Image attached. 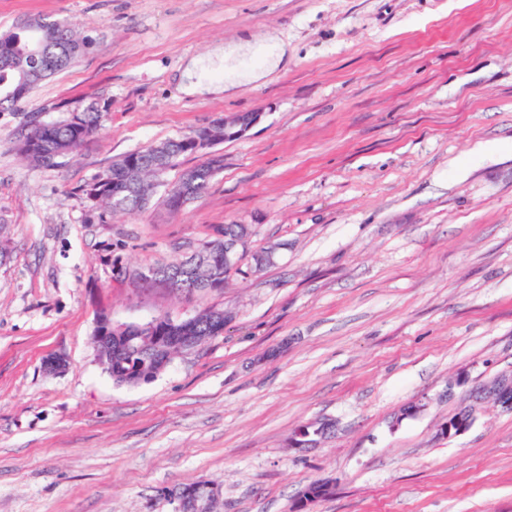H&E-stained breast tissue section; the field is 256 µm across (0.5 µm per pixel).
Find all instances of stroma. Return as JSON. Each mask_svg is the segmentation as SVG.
<instances>
[{"label":"stroma","mask_w":512,"mask_h":512,"mask_svg":"<svg viewBox=\"0 0 512 512\" xmlns=\"http://www.w3.org/2000/svg\"><path fill=\"white\" fill-rule=\"evenodd\" d=\"M35 17L96 43L0 113V512H174L170 490L199 481L221 487L217 512H293L322 479L312 512H512V413L481 404L468 432L437 436L459 405L449 379L512 370V0H0V34ZM270 33L287 66L230 97L181 91L189 60L220 81L216 48ZM89 106L102 129L54 166L14 151L26 114ZM227 112L259 119L184 157L224 162L179 212L83 194L117 157ZM227 224L253 236L223 289L132 278ZM205 308L230 314L223 334L113 383L99 315ZM317 417L335 434L289 448Z\"/></svg>","instance_id":"stroma-1"}]
</instances>
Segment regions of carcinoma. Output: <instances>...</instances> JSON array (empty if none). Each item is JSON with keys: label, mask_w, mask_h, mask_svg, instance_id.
Wrapping results in <instances>:
<instances>
[{"label": "carcinoma", "mask_w": 512, "mask_h": 512, "mask_svg": "<svg viewBox=\"0 0 512 512\" xmlns=\"http://www.w3.org/2000/svg\"><path fill=\"white\" fill-rule=\"evenodd\" d=\"M94 38L70 21L49 18L25 20L0 34V112L22 111L23 100L9 95L17 85L30 89L66 70L80 56L88 53ZM102 112L90 106L74 112L59 123H45L26 117L25 132L15 143L17 153L34 168L50 167L56 160L77 151L101 127ZM192 154L186 137L171 138L143 150L115 159L108 169L84 187L87 198L109 213L133 214L143 211L162 186L160 177L179 167ZM246 224H226L220 236L205 243L214 255L224 248V241L249 237ZM158 279L176 278L185 283L183 292L194 294L224 287L230 271L215 265L209 269L185 260L151 268ZM231 317L212 318L211 309L192 315V321H175L158 316L149 324H130L112 339V349L103 352L106 369L118 385L138 386L153 380L165 369L163 361L179 344H196L218 336ZM333 424L318 419L298 426L304 440L316 442L330 434Z\"/></svg>", "instance_id": "carcinoma-1"}]
</instances>
